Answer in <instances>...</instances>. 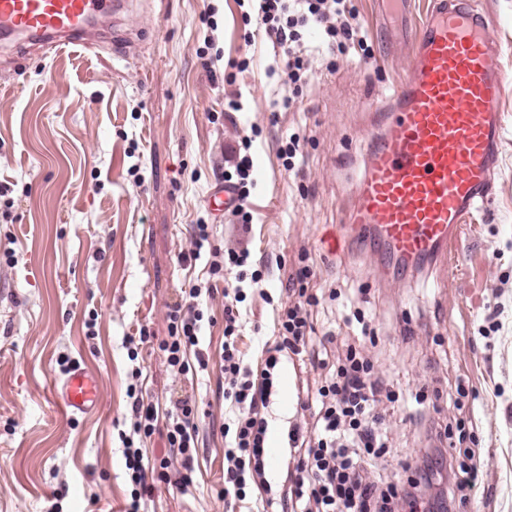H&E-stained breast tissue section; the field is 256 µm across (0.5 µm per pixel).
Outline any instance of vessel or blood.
<instances>
[{"instance_id": "obj_1", "label": "vessel or blood", "mask_w": 512, "mask_h": 512, "mask_svg": "<svg viewBox=\"0 0 512 512\" xmlns=\"http://www.w3.org/2000/svg\"><path fill=\"white\" fill-rule=\"evenodd\" d=\"M131 9V0H0V39L88 48L94 21ZM489 28L471 0H435L412 33L403 81L376 104L380 116L367 136L352 205L340 228L320 239L327 250L361 236L385 259L426 261L454 248L457 225L489 201L501 101L512 79ZM54 396L63 415L92 413L102 402V379L73 366Z\"/></svg>"}]
</instances>
